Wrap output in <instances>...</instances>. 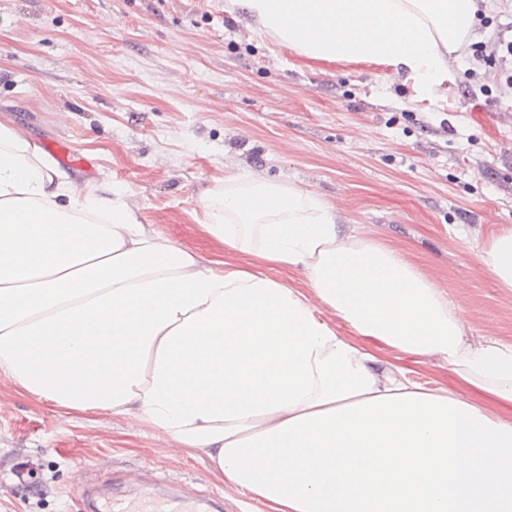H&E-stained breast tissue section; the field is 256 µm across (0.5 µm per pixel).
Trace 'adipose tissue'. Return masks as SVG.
<instances>
[{"instance_id":"adipose-tissue-1","label":"adipose tissue","mask_w":512,"mask_h":512,"mask_svg":"<svg viewBox=\"0 0 512 512\" xmlns=\"http://www.w3.org/2000/svg\"><path fill=\"white\" fill-rule=\"evenodd\" d=\"M313 59L378 64L437 90L474 0H231ZM202 263L124 194L64 176L0 122V371L75 412L129 416L272 512H512V422L336 335L425 358L512 400V346L464 344L446 295L321 195L224 174ZM512 289V230L483 244ZM302 270L305 289L265 274Z\"/></svg>"}]
</instances>
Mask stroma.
<instances>
[{
	"instance_id": "stroma-1",
	"label": "stroma",
	"mask_w": 512,
	"mask_h": 512,
	"mask_svg": "<svg viewBox=\"0 0 512 512\" xmlns=\"http://www.w3.org/2000/svg\"><path fill=\"white\" fill-rule=\"evenodd\" d=\"M475 24L441 91L382 66L306 58L230 0H0V120L40 153L61 140L96 161L91 182L125 193L141 223L203 259L205 194L234 169L323 195L343 230L415 266L458 308L465 343L512 345V290L479 245L512 229V86L486 55L512 40V0H475ZM338 336L512 421V403L465 386L444 362ZM152 485L270 512L129 417L64 414L0 372V512H85L80 481Z\"/></svg>"
}]
</instances>
